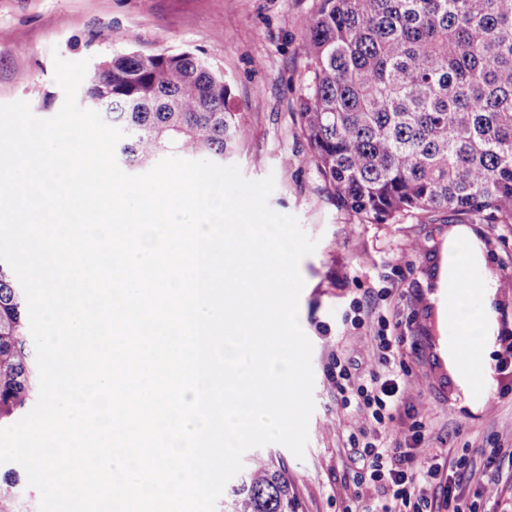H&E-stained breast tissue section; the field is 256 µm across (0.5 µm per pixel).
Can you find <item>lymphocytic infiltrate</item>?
<instances>
[{"label":"lymphocytic infiltrate","mask_w":512,"mask_h":512,"mask_svg":"<svg viewBox=\"0 0 512 512\" xmlns=\"http://www.w3.org/2000/svg\"><path fill=\"white\" fill-rule=\"evenodd\" d=\"M390 323L379 317L373 343L379 369L368 381L355 382L348 361L330 354L327 376L336 389L342 409L362 421L348 442L360 451L366 487L377 495L374 512H482L477 500L465 498L463 482L472 478L467 456H444L442 450L423 449L426 424L411 422L396 431L395 414L410 386V371L401 352L402 339L389 335ZM442 483V502L423 493L426 484Z\"/></svg>","instance_id":"obj_1"}]
</instances>
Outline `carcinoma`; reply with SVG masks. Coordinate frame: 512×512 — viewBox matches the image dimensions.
Masks as SVG:
<instances>
[{"instance_id": "cac0c4a2", "label": "carcinoma", "mask_w": 512, "mask_h": 512, "mask_svg": "<svg viewBox=\"0 0 512 512\" xmlns=\"http://www.w3.org/2000/svg\"><path fill=\"white\" fill-rule=\"evenodd\" d=\"M298 102L306 161L363 223L445 211L512 226V0H317L301 22ZM84 84L122 129L130 167L204 155L220 163L248 136L231 85L190 51L116 53ZM27 303L0 262V423L38 398ZM288 471L252 462L224 512H296ZM0 512H32L13 471Z\"/></svg>"}]
</instances>
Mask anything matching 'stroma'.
Segmentation results:
<instances>
[{
    "mask_svg": "<svg viewBox=\"0 0 512 512\" xmlns=\"http://www.w3.org/2000/svg\"><path fill=\"white\" fill-rule=\"evenodd\" d=\"M316 0H0V103L27 101L41 118L54 116L63 92L54 59H101L119 52L143 56L188 50L232 81L229 106L242 114L249 137L232 158L250 180L273 177L271 208L296 216L318 241L299 263L304 280L300 325L313 345L315 410L303 458L273 444L247 451L245 460L280 455L299 500L298 512H366L358 490L354 451L347 438L358 419L343 410L326 376L330 354L368 378L378 363L370 338L379 316L395 324L411 371L403 423L428 425L429 448L467 452L475 475L468 493L487 507L512 512V476L487 465L484 451L512 447V372H496L498 336L512 330V226L472 224L481 254L474 275L490 288L485 305L490 335L480 357L488 380L465 378L444 347L451 332L438 294L442 249L455 222L447 213L405 214L386 224H364L331 197L305 162L298 99L305 59L297 46L300 21ZM360 303L362 326L348 318Z\"/></svg>",
    "mask_w": 512,
    "mask_h": 512,
    "instance_id": "stroma-1",
    "label": "stroma"
}]
</instances>
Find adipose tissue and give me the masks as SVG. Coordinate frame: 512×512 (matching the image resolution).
<instances>
[{
	"instance_id": "ef3b65f1",
	"label": "adipose tissue",
	"mask_w": 512,
	"mask_h": 512,
	"mask_svg": "<svg viewBox=\"0 0 512 512\" xmlns=\"http://www.w3.org/2000/svg\"><path fill=\"white\" fill-rule=\"evenodd\" d=\"M479 260V254L466 229H457L449 236L443 249L441 273L440 304L448 310L447 318L457 333L450 342L453 352L458 356L460 365L468 375L488 376V368L473 362L472 357L480 349L479 339L475 337L466 316L456 312V302L470 297L485 300L489 291L484 282H475L465 276V272Z\"/></svg>"
}]
</instances>
